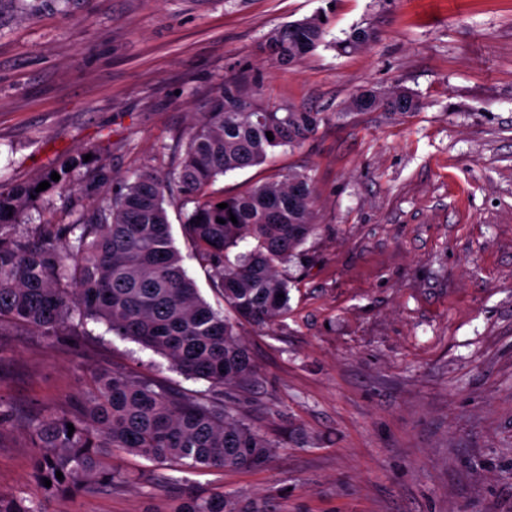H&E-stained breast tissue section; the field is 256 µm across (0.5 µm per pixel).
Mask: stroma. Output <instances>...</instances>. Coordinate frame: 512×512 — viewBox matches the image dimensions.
I'll use <instances>...</instances> for the list:
<instances>
[{
  "instance_id": "stroma-1",
  "label": "stroma",
  "mask_w": 512,
  "mask_h": 512,
  "mask_svg": "<svg viewBox=\"0 0 512 512\" xmlns=\"http://www.w3.org/2000/svg\"><path fill=\"white\" fill-rule=\"evenodd\" d=\"M0 5V183L97 152L115 176L153 167L223 81L271 104L330 113L297 149L229 173L215 195L306 169L318 226L289 263L287 314L241 329L255 380L224 404L277 448L263 466L190 469L114 452L118 477L45 498L32 420L72 409L96 375L134 370L207 389L140 344L88 324L47 340L0 332V492L43 512H169L186 493L264 512H512V0H29ZM327 11L328 37L362 25L368 48L318 47L289 66L277 26ZM401 86L417 111L346 114L364 86ZM45 194L33 224L71 222ZM184 267L223 298L168 209Z\"/></svg>"
}]
</instances>
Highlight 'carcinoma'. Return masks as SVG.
<instances>
[{"mask_svg": "<svg viewBox=\"0 0 512 512\" xmlns=\"http://www.w3.org/2000/svg\"><path fill=\"white\" fill-rule=\"evenodd\" d=\"M326 35L327 22L317 13L273 29L265 49L274 62L291 65L326 44ZM375 39L373 28L355 27L337 47L357 50ZM417 107L405 88L381 96L365 87L352 95L347 112ZM328 120L326 112L264 105L225 81L208 110L193 117L166 174L145 167L87 206L76 200L69 224L46 229L26 223L34 199L44 195L36 188L47 181L52 189L69 190L83 167L101 188L114 180L102 160L85 162L80 153L32 182L0 185V330L21 326L53 340L84 335L92 321L161 355L186 379L209 383L205 391H177L137 372L99 373L76 410L31 431L32 477L45 497L92 493L109 484L116 473L105 458L114 451L188 468L269 461L273 442L224 408L221 396L256 374L241 326L271 325L288 312L290 280L283 266L301 256L299 248L317 224L313 178L290 170L280 180L254 183L230 197L209 188L231 171L266 163L282 147L302 146ZM53 172L59 180H51ZM174 203L183 208V237L205 267L210 287L224 298L222 314L183 266L168 214ZM220 203L227 207L218 208ZM0 512L43 510L0 493ZM173 512L249 510L224 494L190 493Z\"/></svg>", "mask_w": 512, "mask_h": 512, "instance_id": "cac0c4a2", "label": "carcinoma"}]
</instances>
